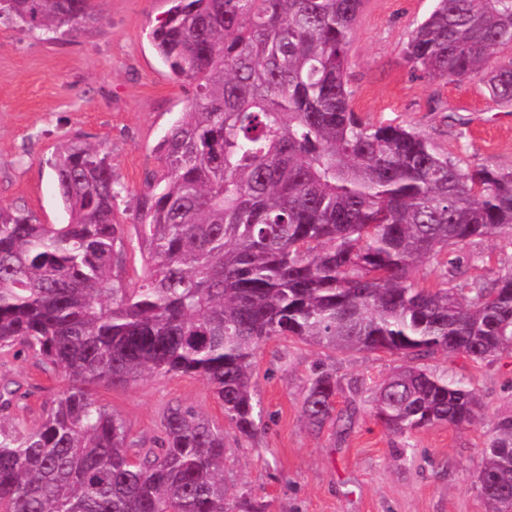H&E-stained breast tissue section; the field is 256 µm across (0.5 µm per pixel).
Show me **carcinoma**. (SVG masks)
Listing matches in <instances>:
<instances>
[{"label": "carcinoma", "instance_id": "obj_1", "mask_svg": "<svg viewBox=\"0 0 512 512\" xmlns=\"http://www.w3.org/2000/svg\"><path fill=\"white\" fill-rule=\"evenodd\" d=\"M151 38L193 85L133 195L139 284L123 276L122 190L102 150L79 141L52 161L68 214L39 224L0 206V351L17 345L68 387L40 424L0 423V512H266L224 487V426L168 406L154 448H137L94 391L154 375L201 380L245 438L257 435L259 345L279 336L406 360L374 393L405 435L471 423L474 389L414 361L512 353V270L460 288L459 247L512 235V171L461 165L418 132L349 106V49L364 0H171ZM91 0H0V18L73 28ZM512 0H436L405 55L430 77L482 76L512 109ZM429 264L440 282L425 287ZM336 374L310 379L303 415L333 420ZM0 383V411L22 409ZM488 512H512V416L483 450Z\"/></svg>", "mask_w": 512, "mask_h": 512}]
</instances>
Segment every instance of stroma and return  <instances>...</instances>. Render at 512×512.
<instances>
[{
	"label": "stroma",
	"mask_w": 512,
	"mask_h": 512,
	"mask_svg": "<svg viewBox=\"0 0 512 512\" xmlns=\"http://www.w3.org/2000/svg\"><path fill=\"white\" fill-rule=\"evenodd\" d=\"M350 45V105L362 118L419 132L461 164L512 170V111L490 99L481 78H432L404 56L412 30L436 0H370ZM93 16L75 30L49 32L0 23V205L43 224L67 221L51 162L73 141L106 152L128 192L155 169V146L185 111L193 89L177 78L151 40L169 0H92ZM464 255L479 275L512 269V238L478 239ZM386 352L339 353L295 338L262 343L253 384L264 425L240 436L207 386L189 376L148 378L98 388V403L121 418L132 439L152 445L167 405L182 402L224 424V483L263 501L267 512H487L478 464L493 425L512 415V354L492 361L439 353L423 366L476 389L483 407L461 426L406 436L377 420L372 397L399 365ZM335 370V422L308 425L302 405L320 368ZM26 392L28 425L65 387L32 353H0V382Z\"/></svg>",
	"instance_id": "stroma-1"
}]
</instances>
